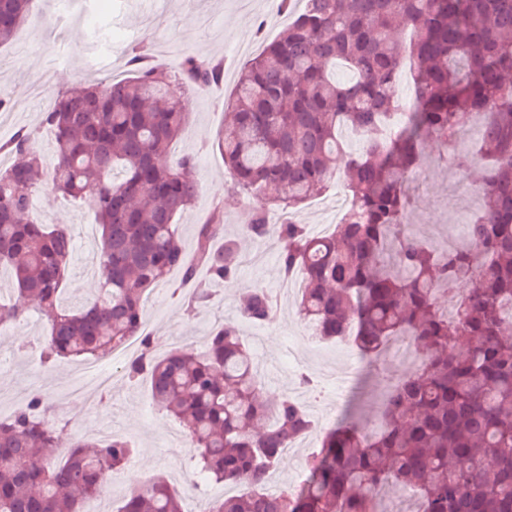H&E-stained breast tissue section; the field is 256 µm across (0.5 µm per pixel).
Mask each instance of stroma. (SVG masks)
I'll return each instance as SVG.
<instances>
[{
	"label": "stroma",
	"instance_id": "stroma-1",
	"mask_svg": "<svg viewBox=\"0 0 512 512\" xmlns=\"http://www.w3.org/2000/svg\"><path fill=\"white\" fill-rule=\"evenodd\" d=\"M97 14L102 32L112 40L101 43V32L89 28L87 17ZM289 15L268 0H34L31 11L13 39L0 45V94L11 101L0 110V144L16 131L34 133V147L51 155L54 132L43 122L48 102L39 100L37 84L50 94L67 90L77 81L118 75L129 77L126 61L132 49L146 50L150 63L175 67L182 54L221 63L225 76L221 85L204 90L173 82L178 97L191 103L188 122L171 145L167 160L177 163L183 156L195 158L199 191L194 203L176 217L186 253H193L197 225L219 216L226 233L237 234L249 213L258 205H270L273 195H243L232 188L218 139L227 120L225 99L231 97L240 69L287 26ZM427 165L411 183L413 204L407 221L424 236L439 238L450 232L456 213L474 212L479 200L473 191L475 172L456 173L440 159L449 151L441 140L430 138L420 145ZM345 205L341 188L333 186L299 209L294 219L301 224H332ZM39 217L48 224L69 225L74 238L70 272L63 283L62 302L76 306L95 294L96 279L88 269L100 248L86 240L85 225L95 222L88 196L66 197L43 186L37 193ZM246 261L233 283L220 285L211 303L197 317H188L176 290L179 271H172L158 286L146 293L143 324L154 339L157 355L176 347L202 352L209 331L218 324H235L246 344L261 381L259 393L269 399L293 393L308 406L324 428L333 417L353 409L360 419L375 411L377 396L385 385L382 376L371 373L361 379L343 398L319 386L300 384L299 376L338 359L336 343L323 341L312 346L310 326L296 308L295 298L279 299L275 320L253 325L240 316L243 293L255 285L276 291L282 282L279 250L269 241L241 239ZM48 324L36 305L26 307L25 316L13 331L0 335V413L11 415L26 402L34 387H42L56 415L67 421L74 440H99L112 433L134 440V455L127 469L116 472L111 494L84 503V512H115L122 496L133 488L135 479L160 475L181 494L184 512H195L197 504L233 494L229 484H198L194 481L192 450L184 439H175L177 423L159 412L150 399L147 383H130L122 364L112 367V385L102 406L93 408L71 395L81 360H66L47 366L42 346Z\"/></svg>",
	"mask_w": 512,
	"mask_h": 512
}]
</instances>
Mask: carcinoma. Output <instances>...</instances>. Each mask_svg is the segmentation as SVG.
Listing matches in <instances>:
<instances>
[{
  "mask_svg": "<svg viewBox=\"0 0 512 512\" xmlns=\"http://www.w3.org/2000/svg\"><path fill=\"white\" fill-rule=\"evenodd\" d=\"M301 3L240 72L219 146L234 187L272 189L283 211L343 183L350 206L330 234L315 236L292 219L271 224L264 208L240 232L274 238L284 278L302 272L299 313L320 339L352 336L376 357L396 338L411 340L415 366L386 392L378 431L352 420L325 432L306 485L270 494L264 477L282 449L312 431L306 411L288 396H254L253 362L233 324L211 329L199 355L176 348L159 357L142 333L145 293L170 270L194 285L182 296L193 317L213 299L210 283L232 279L243 258L222 224L198 225L188 256L174 224L198 183L193 157L167 161L190 107L170 96L169 78L217 85L224 80L218 63L187 55L170 75L139 52L127 60L133 76L89 79L59 94L44 117L55 134L49 170L32 132L0 145L12 159L0 167V273L11 271L14 291L41 302L46 364L140 337L126 378L149 380L155 408L183 425L200 483L236 487L206 512H379L384 488L415 492L414 512H512V0ZM30 5L0 0V44ZM407 64L410 115L390 138ZM475 114L486 116L477 151L445 162L462 172L483 167L480 205L466 235L444 247L404 223L405 185L420 165V142L460 140ZM345 130L358 138L357 149L346 150ZM48 175L63 195H91L101 231L97 294L72 310L60 304L72 234L32 209ZM463 281L471 288L460 293ZM442 294L454 297L450 313L437 304ZM275 309L271 294L253 287L240 315L265 325ZM22 315L0 302L1 329ZM51 415L44 396L33 394L0 419V512H82L104 493L105 475L131 457L134 444L117 436L73 443L53 457L66 427ZM116 512L183 509L170 482L153 476Z\"/></svg>",
  "mask_w": 512,
  "mask_h": 512,
  "instance_id": "carcinoma-1",
  "label": "carcinoma"
}]
</instances>
